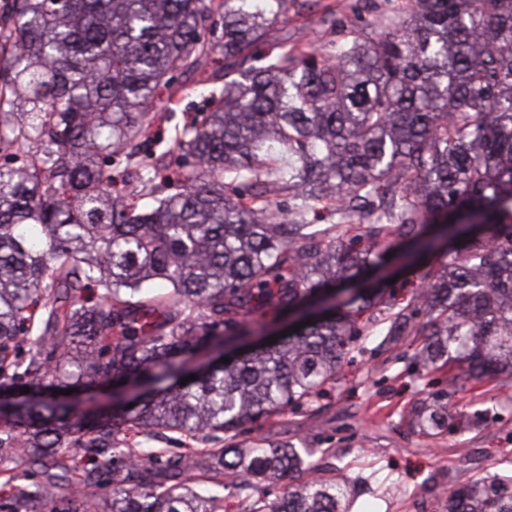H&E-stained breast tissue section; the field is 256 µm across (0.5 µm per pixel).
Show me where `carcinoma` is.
Instances as JSON below:
<instances>
[{"mask_svg":"<svg viewBox=\"0 0 512 512\" xmlns=\"http://www.w3.org/2000/svg\"><path fill=\"white\" fill-rule=\"evenodd\" d=\"M365 8L319 52L269 35L309 0H0V390L36 394L0 410V512H224L232 474L241 512H347L356 484L318 449L235 438L323 398L376 323L409 330L356 286L381 246L448 248L419 296L425 369L512 376V0ZM177 72L206 75L205 109L162 148ZM260 309L312 324L190 367ZM111 380L133 391L115 407L55 396ZM447 399L411 428L440 434ZM164 432L189 453L153 447ZM448 512H512V474L453 487Z\"/></svg>","mask_w":512,"mask_h":512,"instance_id":"carcinoma-1","label":"carcinoma"}]
</instances>
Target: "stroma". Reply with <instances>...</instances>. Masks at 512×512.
<instances>
[{
  "instance_id": "1",
  "label": "stroma",
  "mask_w": 512,
  "mask_h": 512,
  "mask_svg": "<svg viewBox=\"0 0 512 512\" xmlns=\"http://www.w3.org/2000/svg\"><path fill=\"white\" fill-rule=\"evenodd\" d=\"M336 14L335 28L322 21L324 7ZM357 0H319L305 16H289L291 42L322 49L334 32L360 27ZM438 253L428 261L389 260L380 284H393L398 306H406L422 285L429 268L447 263ZM379 337L367 341L346 378L330 396L304 408L272 418L262 429L240 435L243 446L260 438L315 448H340L344 456L336 478L357 477L364 492L349 512H446L451 486L477 474L512 467V378L464 381L449 389L447 370L427 372L413 354L422 339L403 336L390 350H379ZM448 388V410L458 413L477 404L485 425L474 431L446 433L434 438L412 434L400 423L401 414L422 396L429 381Z\"/></svg>"
}]
</instances>
